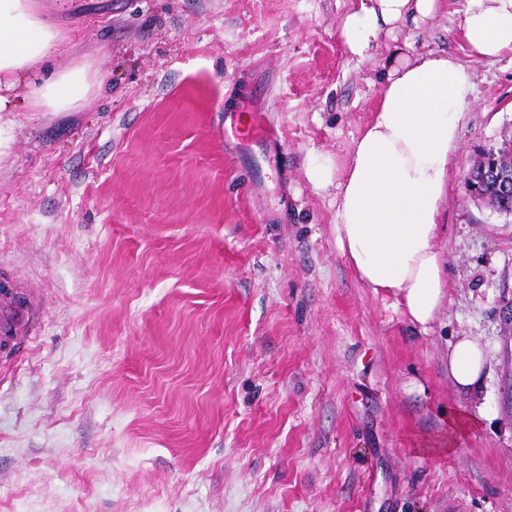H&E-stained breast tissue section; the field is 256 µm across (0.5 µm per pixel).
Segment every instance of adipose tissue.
<instances>
[{"mask_svg":"<svg viewBox=\"0 0 512 512\" xmlns=\"http://www.w3.org/2000/svg\"><path fill=\"white\" fill-rule=\"evenodd\" d=\"M445 0H368L342 20L350 55L377 49L383 29L435 18ZM471 58L512 52V0H465L460 23ZM60 34L46 26L34 0H0V113L13 111L14 90L34 111L70 112L92 90L88 64L59 65L41 85L28 84L33 65L56 53ZM371 122L355 140L343 174L330 157L310 159L314 188L336 190V239L358 279L401 303L412 324L427 328L446 296L438 243L450 162L474 85L456 57L393 49ZM487 352L461 336L448 352V374L459 391L479 386Z\"/></svg>","mask_w":512,"mask_h":512,"instance_id":"obj_1","label":"adipose tissue"}]
</instances>
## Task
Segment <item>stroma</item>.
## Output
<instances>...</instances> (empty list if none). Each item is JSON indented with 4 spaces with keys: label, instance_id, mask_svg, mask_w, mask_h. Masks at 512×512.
Instances as JSON below:
<instances>
[{
    "label": "stroma",
    "instance_id": "obj_1",
    "mask_svg": "<svg viewBox=\"0 0 512 512\" xmlns=\"http://www.w3.org/2000/svg\"><path fill=\"white\" fill-rule=\"evenodd\" d=\"M36 2L96 85L17 103L0 155V274L38 303L0 357V512H512V216L464 180L512 137V53L470 61L464 0L398 33L474 83L425 331L357 278L305 174L379 101L389 48L340 37L360 0ZM459 336L488 352L471 394ZM487 361L484 347L471 336H460L448 351V375L459 391L472 393L479 387Z\"/></svg>",
    "mask_w": 512,
    "mask_h": 512
}]
</instances>
